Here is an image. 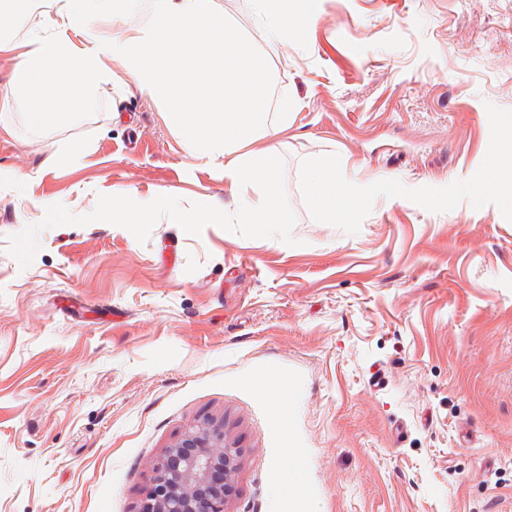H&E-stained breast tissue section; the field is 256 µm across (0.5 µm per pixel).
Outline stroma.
<instances>
[{
	"label": "stroma",
	"instance_id": "stroma-1",
	"mask_svg": "<svg viewBox=\"0 0 512 512\" xmlns=\"http://www.w3.org/2000/svg\"><path fill=\"white\" fill-rule=\"evenodd\" d=\"M217 2L288 100L291 223L226 221L223 160L136 88L38 131L0 112V512H138L205 420L241 450L226 512H285L296 474L311 512H512V197L471 195L512 126V0H314L276 49ZM323 151L355 223L303 190ZM112 197L153 222L101 223Z\"/></svg>",
	"mask_w": 512,
	"mask_h": 512
}]
</instances>
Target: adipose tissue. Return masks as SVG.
Returning a JSON list of instances; mask_svg holds the SVG:
<instances>
[{
  "label": "adipose tissue",
  "mask_w": 512,
  "mask_h": 512,
  "mask_svg": "<svg viewBox=\"0 0 512 512\" xmlns=\"http://www.w3.org/2000/svg\"><path fill=\"white\" fill-rule=\"evenodd\" d=\"M56 6L59 22L51 34L28 35L20 54L21 80L0 90V110L22 101L28 124L38 130L50 120H65L86 110L108 77L104 61L122 63L121 87H135L163 103L178 124L185 146L224 159L231 188L252 189L234 212L240 224H286L287 204L279 193L282 154L276 141L287 128V112L268 109L272 74L239 28L217 12L213 0H150L145 22L127 26L118 0H46ZM268 36L279 45L299 36L314 22L311 0H247ZM107 16L118 37L100 34L96 21ZM87 44L76 50L70 31ZM261 149L251 150L256 140ZM487 190L512 188V131L490 149ZM304 185L315 210L327 224H350L361 203L339 173L335 153L311 158Z\"/></svg>",
  "instance_id": "1"
}]
</instances>
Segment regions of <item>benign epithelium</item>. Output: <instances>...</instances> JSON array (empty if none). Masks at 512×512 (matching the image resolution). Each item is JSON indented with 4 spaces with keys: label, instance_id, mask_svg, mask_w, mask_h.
<instances>
[{
    "label": "benign epithelium",
    "instance_id": "benign-epithelium-1",
    "mask_svg": "<svg viewBox=\"0 0 512 512\" xmlns=\"http://www.w3.org/2000/svg\"><path fill=\"white\" fill-rule=\"evenodd\" d=\"M240 449L210 421L197 424L166 449L139 512H224Z\"/></svg>",
    "mask_w": 512,
    "mask_h": 512
}]
</instances>
